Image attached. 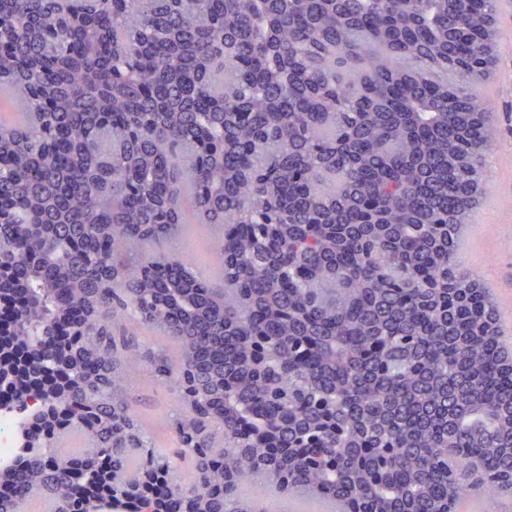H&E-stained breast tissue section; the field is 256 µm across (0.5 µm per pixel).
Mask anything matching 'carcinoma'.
Returning a JSON list of instances; mask_svg holds the SVG:
<instances>
[{"instance_id":"1","label":"carcinoma","mask_w":512,"mask_h":512,"mask_svg":"<svg viewBox=\"0 0 512 512\" xmlns=\"http://www.w3.org/2000/svg\"><path fill=\"white\" fill-rule=\"evenodd\" d=\"M497 0H0V290L33 388L0 512H454L512 490V365L457 263L497 136ZM218 230L220 281L175 250ZM82 332L54 343L63 322ZM172 458L124 397L138 330ZM88 448L61 454L56 435ZM88 457L105 472H80ZM193 482L177 479L179 463ZM143 349L164 350L173 363H177L178 350L174 342L160 333L152 330H143L139 337Z\"/></svg>"}]
</instances>
